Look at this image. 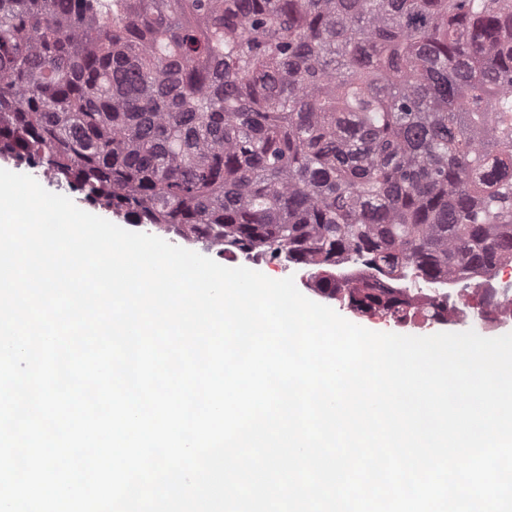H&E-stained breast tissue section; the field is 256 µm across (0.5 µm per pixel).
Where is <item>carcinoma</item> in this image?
Returning a JSON list of instances; mask_svg holds the SVG:
<instances>
[{
	"label": "carcinoma",
	"mask_w": 512,
	"mask_h": 512,
	"mask_svg": "<svg viewBox=\"0 0 512 512\" xmlns=\"http://www.w3.org/2000/svg\"><path fill=\"white\" fill-rule=\"evenodd\" d=\"M0 157L403 321L512 262V0H0Z\"/></svg>",
	"instance_id": "cac0c4a2"
}]
</instances>
